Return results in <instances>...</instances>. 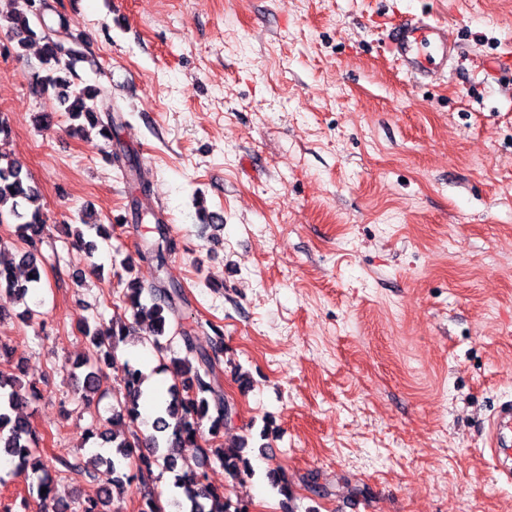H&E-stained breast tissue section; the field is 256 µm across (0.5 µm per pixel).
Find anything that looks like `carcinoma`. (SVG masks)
<instances>
[{
  "instance_id": "carcinoma-1",
  "label": "carcinoma",
  "mask_w": 512,
  "mask_h": 512,
  "mask_svg": "<svg viewBox=\"0 0 512 512\" xmlns=\"http://www.w3.org/2000/svg\"><path fill=\"white\" fill-rule=\"evenodd\" d=\"M42 17L41 4L36 0H17L15 11L7 17V29L11 34L5 50L20 56L33 41L42 42L38 57L39 67L33 75V86L39 91H53L61 111L68 114L70 130L81 138H89L94 130L104 140L112 141V122L102 120L97 108L100 90L93 85L79 87L71 77L76 73L75 52L59 41L52 40L36 31L34 21ZM83 227L76 230L75 243L93 252L96 243L85 240V232L109 240L112 230L103 224H91L86 217L80 218ZM0 224L16 225L21 246L17 253L5 260L0 257V292L25 298L41 281L42 255L39 245L45 233L46 218L40 205V192L23 165L0 153ZM24 270L27 278L21 281L17 270ZM180 289L164 288L155 283L133 278L126 282L124 294L125 315L112 321L107 361L114 360L116 350L124 338L136 328L147 325L154 336L165 335L169 326L179 318L177 300ZM183 354L170 360L173 383L167 388L160 406L152 419L151 433L141 438L128 436L126 423L141 418V402L144 397V374L126 363L123 376L128 379L123 400L112 409V429L101 431L99 438L112 444V456H94L105 461L111 476L105 491L120 489L125 469L136 466L143 483L153 480L154 468L175 475L174 491L166 501H161L153 491H148L141 512H248L247 505L231 506L224 491L207 483L205 469L215 458L224 465V471L233 480L254 475L250 459L243 448H223L217 439L228 420L230 409L224 401L218 368L223 349L215 346L208 351L197 347L194 337L180 331ZM102 370L92 366L83 379L82 395L88 400L98 391ZM37 397L35 385L28 386L0 371V457L7 460L12 473L27 471L45 472L41 456L42 437L32 427L25 408ZM209 423L211 447L201 449L199 456L190 464L182 459L180 449L196 447L203 438L204 423ZM269 486L288 498L291 485L288 477L275 469L265 473ZM47 488L39 494L42 501H52V512H101L103 500L55 498L52 480L42 477L37 488Z\"/></svg>"
}]
</instances>
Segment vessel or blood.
I'll list each match as a JSON object with an SVG mask.
<instances>
[{
    "mask_svg": "<svg viewBox=\"0 0 512 512\" xmlns=\"http://www.w3.org/2000/svg\"><path fill=\"white\" fill-rule=\"evenodd\" d=\"M390 41L400 66L415 79L433 78L442 73L457 49L456 43L449 41L442 24L413 15L392 28ZM510 430L512 401H507L499 407L496 418L489 427L493 456H500L503 448L512 444L506 437Z\"/></svg>",
    "mask_w": 512,
    "mask_h": 512,
    "instance_id": "1",
    "label": "vessel or blood"
}]
</instances>
